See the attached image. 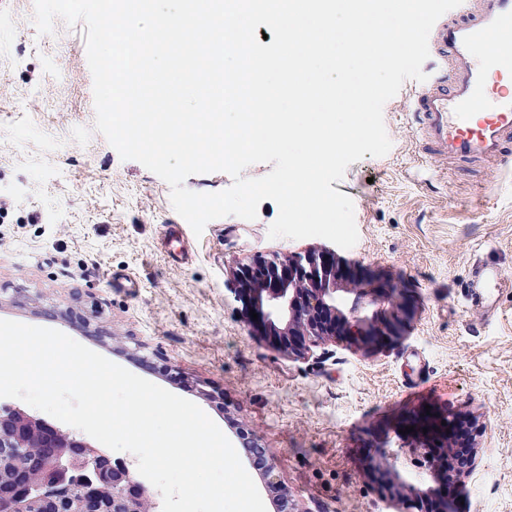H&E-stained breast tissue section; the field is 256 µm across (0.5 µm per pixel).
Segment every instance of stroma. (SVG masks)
Instances as JSON below:
<instances>
[{"mask_svg":"<svg viewBox=\"0 0 512 512\" xmlns=\"http://www.w3.org/2000/svg\"><path fill=\"white\" fill-rule=\"evenodd\" d=\"M33 12L34 0H0L11 53L0 65V319L59 330L197 404L266 512L277 502L241 426L275 461L297 512H395L368 461L428 404L480 430L459 512H512V169L454 170L424 154L406 80L383 108L389 153L352 163L334 185L352 199L358 231L336 255L401 281L414 318L374 353L329 341L291 358L248 325L230 271L326 239L269 238L278 207L268 199L254 220L218 218L195 235L169 186L95 130L83 25L59 21L41 36ZM481 266L506 275L488 312L464 292ZM205 381L219 398L203 395Z\"/></svg>","mask_w":512,"mask_h":512,"instance_id":"obj_1","label":"stroma"}]
</instances>
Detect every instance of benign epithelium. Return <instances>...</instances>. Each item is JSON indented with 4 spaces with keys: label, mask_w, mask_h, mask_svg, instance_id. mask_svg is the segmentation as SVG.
I'll list each match as a JSON object with an SVG mask.
<instances>
[{
    "label": "benign epithelium",
    "mask_w": 512,
    "mask_h": 512,
    "mask_svg": "<svg viewBox=\"0 0 512 512\" xmlns=\"http://www.w3.org/2000/svg\"><path fill=\"white\" fill-rule=\"evenodd\" d=\"M233 292L241 311L260 335L288 354L302 357L325 341L345 340L365 350L383 349L402 337L413 315L408 290L384 279L374 285L368 273L336 261L331 249L280 258H256L232 272ZM258 319H252L250 311ZM414 431L399 435L400 448L377 449L369 472L384 497L404 512H456L448 490L461 484L475 466L476 429L437 406L419 408L401 422ZM428 432H423V429ZM35 452L34 472L0 484V512H152L148 487L132 465L115 461L103 448L17 407L0 408V477L10 473L20 449ZM435 455L437 481L422 489L402 474L401 449ZM269 490L277 493L280 512H295L275 467L263 466ZM85 499L71 497L74 487Z\"/></svg>",
    "instance_id": "benign-epithelium-1"
}]
</instances>
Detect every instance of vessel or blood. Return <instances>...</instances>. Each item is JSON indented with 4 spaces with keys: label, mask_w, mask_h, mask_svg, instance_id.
<instances>
[{
    "label": "vessel or blood",
    "mask_w": 512,
    "mask_h": 512,
    "mask_svg": "<svg viewBox=\"0 0 512 512\" xmlns=\"http://www.w3.org/2000/svg\"><path fill=\"white\" fill-rule=\"evenodd\" d=\"M437 65L415 94L417 138L448 163L507 164L512 141V0H463L431 30ZM504 279L478 270L467 298L491 306Z\"/></svg>",
    "instance_id": "b4317fda"
}]
</instances>
